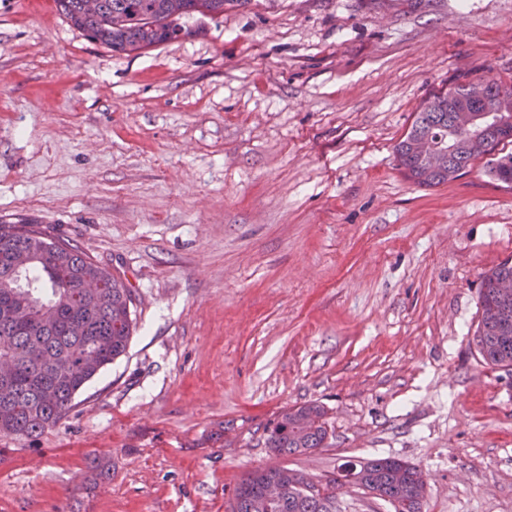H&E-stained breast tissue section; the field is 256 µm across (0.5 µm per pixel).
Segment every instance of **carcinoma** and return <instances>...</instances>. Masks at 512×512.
Returning <instances> with one entry per match:
<instances>
[{"mask_svg": "<svg viewBox=\"0 0 512 512\" xmlns=\"http://www.w3.org/2000/svg\"><path fill=\"white\" fill-rule=\"evenodd\" d=\"M68 23L114 52L141 53L175 39L174 22L192 14L224 12L226 0H101L100 13L88 16L80 0H55ZM473 112L491 106L512 113V88L479 77L459 82L425 99L411 126L394 147L397 166L418 186L435 187L462 176L490 157L489 175L512 188V152L493 156L512 142V124L493 128L490 143L456 138L450 158L435 169L423 166L413 150L421 136H446L454 110ZM512 277L506 259L483 278L480 320L474 342L480 361L512 371V334L499 327L512 323V300L496 296L494 281ZM135 292L118 272L86 257L77 246L27 224H0V357L11 358L16 379L8 399L0 398V434L30 436L57 425L75 397L107 365L127 353L135 330ZM328 411L318 402L282 409L267 430L266 447L277 456L305 454L326 447ZM306 419L309 426L300 427ZM300 471L283 465L249 472L238 484L231 512H338L336 483L351 480L359 489H383L394 512H422L426 481L418 467L395 458L345 461L321 479L322 491L310 495L300 486ZM276 480L283 498L264 505L265 485Z\"/></svg>", "mask_w": 512, "mask_h": 512, "instance_id": "obj_1", "label": "carcinoma"}]
</instances>
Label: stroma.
Wrapping results in <instances>:
<instances>
[{
	"instance_id": "obj_1",
	"label": "stroma",
	"mask_w": 512,
	"mask_h": 512,
	"mask_svg": "<svg viewBox=\"0 0 512 512\" xmlns=\"http://www.w3.org/2000/svg\"><path fill=\"white\" fill-rule=\"evenodd\" d=\"M112 52L54 0H0V224L137 291L128 352L55 427L0 434V512H229L249 472L394 457L423 512H512V372L479 360L512 257L486 162L425 188L394 146L423 99L512 86V0H227ZM322 403L326 447L265 430ZM502 276L512 277V259H505L483 278L479 290L480 320L474 332V342L480 361L491 368L512 371V334L504 337L499 332L501 323L509 321L512 327V298L501 302L496 296L494 281Z\"/></svg>"
}]
</instances>
